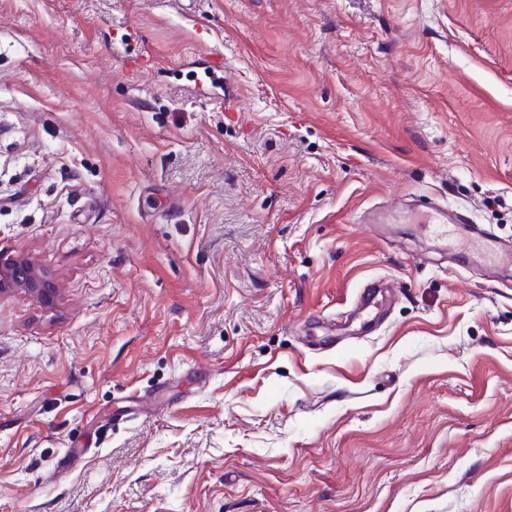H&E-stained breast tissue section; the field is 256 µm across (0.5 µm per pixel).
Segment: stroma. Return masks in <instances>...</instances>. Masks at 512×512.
<instances>
[{"label":"stroma","instance_id":"1","mask_svg":"<svg viewBox=\"0 0 512 512\" xmlns=\"http://www.w3.org/2000/svg\"><path fill=\"white\" fill-rule=\"evenodd\" d=\"M422 196L512 245V0H0V512H512V269ZM424 209L425 231L439 237L447 239L452 233L454 224H468L469 220L466 214L461 212H449L430 199H426L420 205ZM59 288L52 274L33 259L0 255V292H21L50 306L57 298Z\"/></svg>","mask_w":512,"mask_h":512}]
</instances>
